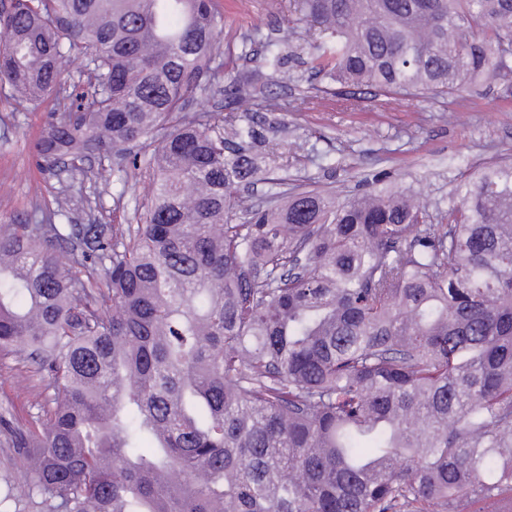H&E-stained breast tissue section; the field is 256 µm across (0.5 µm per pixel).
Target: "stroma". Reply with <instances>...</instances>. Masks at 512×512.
Wrapping results in <instances>:
<instances>
[{
  "mask_svg": "<svg viewBox=\"0 0 512 512\" xmlns=\"http://www.w3.org/2000/svg\"><path fill=\"white\" fill-rule=\"evenodd\" d=\"M288 0H252L239 23L225 27L221 49L230 77L246 83L260 78L255 62L268 42L288 53L287 82L269 87L268 101H256L260 114L275 113L286 129L287 149L279 153L274 177L292 189H318L345 199L362 189L364 178L388 176L399 185L420 191L432 205L449 209L454 186L481 167L512 159V79L478 88L467 99L364 95L354 101L351 89L329 93L322 76L299 64L307 52L303 29L289 31L281 24ZM254 34L243 48L244 34ZM46 100L32 112H17L0 98V223H27L33 217L35 191L46 201L68 200L58 224H127L143 201L142 188L121 183H95L97 159L80 168L60 166L51 171L36 167L30 144L53 111ZM34 381L16 365L0 363V404H9L15 418L32 412Z\"/></svg>",
  "mask_w": 512,
  "mask_h": 512,
  "instance_id": "1",
  "label": "stroma"
}]
</instances>
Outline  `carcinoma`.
Masks as SVG:
<instances>
[{
  "mask_svg": "<svg viewBox=\"0 0 512 512\" xmlns=\"http://www.w3.org/2000/svg\"><path fill=\"white\" fill-rule=\"evenodd\" d=\"M343 88L460 97L512 75V0H289ZM219 0H9L0 93L37 166L149 180L138 224H0V358L44 396L0 445L48 512H512V162L448 216L399 186L270 181L264 86L222 84ZM281 50L260 67L284 74ZM232 110L214 112L216 93ZM448 219L441 224L439 220Z\"/></svg>",
  "mask_w": 512,
  "mask_h": 512,
  "instance_id": "obj_1",
  "label": "carcinoma"
}]
</instances>
